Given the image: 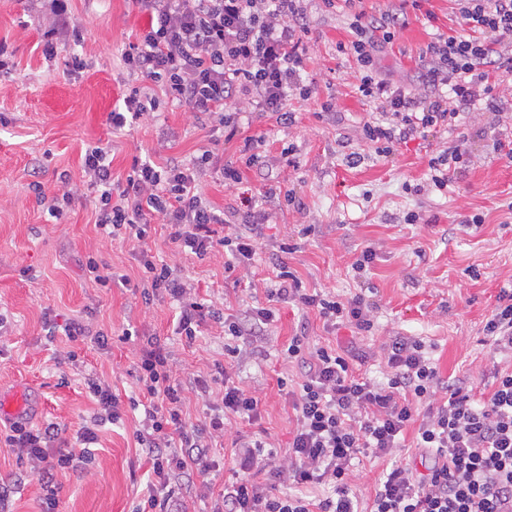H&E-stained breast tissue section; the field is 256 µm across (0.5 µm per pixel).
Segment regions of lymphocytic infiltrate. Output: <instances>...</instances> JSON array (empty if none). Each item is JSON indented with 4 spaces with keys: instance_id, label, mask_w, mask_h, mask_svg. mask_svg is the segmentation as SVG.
I'll list each match as a JSON object with an SVG mask.
<instances>
[{
    "instance_id": "lymphocytic-infiltrate-1",
    "label": "lymphocytic infiltrate",
    "mask_w": 512,
    "mask_h": 512,
    "mask_svg": "<svg viewBox=\"0 0 512 512\" xmlns=\"http://www.w3.org/2000/svg\"><path fill=\"white\" fill-rule=\"evenodd\" d=\"M147 18L136 41L122 52L133 83L125 111L110 115L113 126L140 121L153 87L166 99L207 116L224 130L225 141L242 137L239 150L254 163V139L243 136V114H274L284 125L295 120L285 108L289 89L299 78L307 30L306 0H132ZM349 27V51L363 76L358 87L380 101L381 117L365 122L363 135L378 151L422 137L426 129L454 131L462 114L477 103L498 110L496 86L512 77V0H454L464 35L438 36L423 55L424 97L402 85L377 81L373 73L385 44L406 23L408 0H399L384 19L356 9ZM106 146L86 153L82 186L66 187L62 201L47 208L62 219L65 204L91 195L95 224L123 232L140 243L139 273L134 285L142 303L168 302L179 310L176 331L194 342L204 320L222 318L231 336L230 357L258 355L239 339L261 340L273 319L266 307L219 314L202 302L190 275L160 261L145 247L153 221L168 225L176 253L198 260L217 247L229 248L228 273L249 271L259 250L256 227L219 235L222 218L199 189L214 173L225 184L240 181L238 168H215L213 152L202 149L191 160L171 159L159 166L133 159L124 181L116 182L105 160ZM269 300L296 302L318 312L331 325L348 323L368 332L375 306L363 294L350 297L309 294L287 265H280ZM484 330L495 359L491 388L475 399L464 380L440 376L423 342L404 336L383 341L378 353L385 379L356 372L366 353L310 344L308 337L288 342V359L300 368L292 406L296 427L287 448L271 437L236 438L235 481L214 496L207 475L214 442L223 440L226 423L251 420L258 413L257 392L220 369L217 383L196 375L179 379L172 354L159 341L147 340L135 353L133 369L146 400L136 432L155 477L134 512H182V500L213 499L211 512H360L353 490V462L361 457L392 458L378 480L369 512H512V289H501ZM209 409L203 420L189 422L186 393ZM414 431L420 464L399 460L407 431ZM96 432L87 426L71 431L56 423L41 428L14 421L0 428V447L27 462L45 481L55 471L75 470L86 461ZM327 486L331 495L311 498L306 488Z\"/></svg>"
}]
</instances>
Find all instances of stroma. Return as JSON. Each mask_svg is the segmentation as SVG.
Here are the masks:
<instances>
[{
	"label": "stroma",
	"mask_w": 512,
	"mask_h": 512,
	"mask_svg": "<svg viewBox=\"0 0 512 512\" xmlns=\"http://www.w3.org/2000/svg\"><path fill=\"white\" fill-rule=\"evenodd\" d=\"M349 13L344 0L331 11L309 0L303 66L288 92L294 122L283 125L274 116L253 113L244 133L260 140L255 165L243 168L234 187L215 177L202 186L223 211L226 233L247 223L244 198H253L264 212L252 272L225 274L220 253L204 262L176 255L169 228L160 223L148 247L189 270L201 296L225 312L265 302L264 285L284 263L311 293L369 290L378 304L375 327L336 328L316 311L284 303L268 332L265 358L233 363L215 324L203 323L190 344L173 335L168 303L147 308L131 289L95 288L86 255L96 254L103 266L133 279V244L111 240L96 227L89 199L75 200L63 223L47 222L28 183L38 156L44 159L40 180L51 199L62 192L60 174L81 183L84 154L92 146L110 145L112 177L122 180L136 156L162 166L172 157L190 159L205 146L218 164L238 162V141H225L223 129L201 127L193 112L165 101L141 122L112 129L109 114L122 108L128 92L121 53L146 25L131 0H0V40L10 44L15 62L11 73L0 75V314L10 323L0 338V392L23 389L31 424L76 429L89 422L97 406L85 380L95 374L108 377L122 400L137 398L135 349L154 335L165 339L178 373L209 376L232 366L261 399L258 419L233 422V429L267 432L283 447L296 421L278 381L295 378L298 368L282 350L300 333L321 346L368 352L362 369L377 379L384 364L372 350L383 337L399 334L429 344L441 376L490 381L483 328L500 289L512 286V159L498 148L512 133V82L499 89V110L478 105L469 114L463 131L472 164L447 190H437L429 183L428 162L454 146L456 134L431 128L388 154L362 137L363 124L378 117L381 106L358 94L357 63L339 49L351 38ZM54 27L62 34L57 57L48 61L42 44ZM459 28L453 0H421L419 8L408 9L405 26L382 53L378 78L415 85L427 44ZM74 55L86 59V70L69 68ZM326 102L331 112H322ZM353 153L359 164H350ZM409 211L417 223H398ZM476 214L481 223H471ZM307 226L312 232L306 236ZM286 239L296 243L293 253L280 252ZM371 244L376 258L356 273L354 263ZM74 317L117 332L131 323L139 335L103 349L47 336L45 321L61 324ZM64 348L75 352L74 360H61ZM143 417V407L130 408L122 422L101 427L89 473L56 475L60 512H132L151 480L135 439ZM19 470L15 456L0 451V485L15 487L10 512H42L47 491L40 474L19 484Z\"/></svg>",
	"instance_id": "stroma-1"
}]
</instances>
